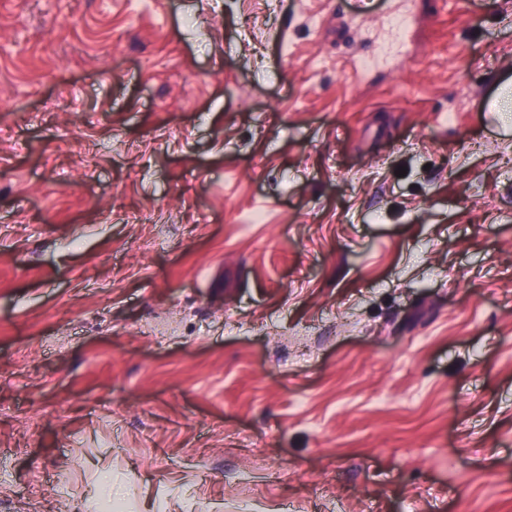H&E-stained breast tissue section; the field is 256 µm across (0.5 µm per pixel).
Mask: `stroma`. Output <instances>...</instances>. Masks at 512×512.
I'll return each mask as SVG.
<instances>
[{"instance_id":"obj_1","label":"stroma","mask_w":512,"mask_h":512,"mask_svg":"<svg viewBox=\"0 0 512 512\" xmlns=\"http://www.w3.org/2000/svg\"><path fill=\"white\" fill-rule=\"evenodd\" d=\"M509 78L512 0H0V512H512Z\"/></svg>"}]
</instances>
